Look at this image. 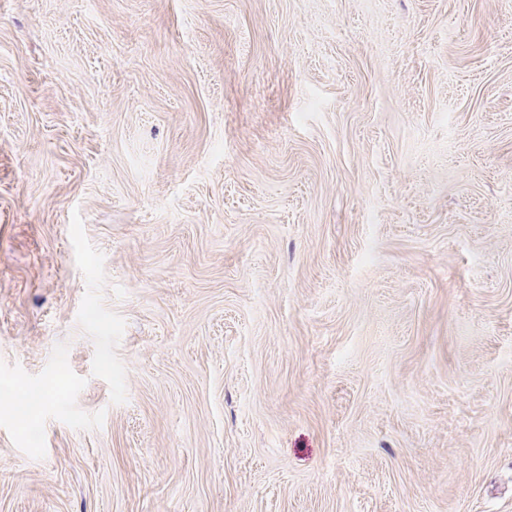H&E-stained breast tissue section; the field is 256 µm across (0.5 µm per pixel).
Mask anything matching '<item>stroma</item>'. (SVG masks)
Masks as SVG:
<instances>
[{
  "label": "stroma",
  "instance_id": "stroma-1",
  "mask_svg": "<svg viewBox=\"0 0 512 512\" xmlns=\"http://www.w3.org/2000/svg\"><path fill=\"white\" fill-rule=\"evenodd\" d=\"M0 512H512V0H0Z\"/></svg>",
  "mask_w": 512,
  "mask_h": 512
}]
</instances>
